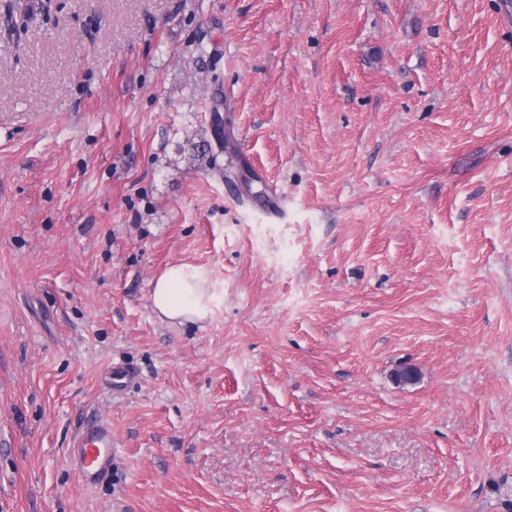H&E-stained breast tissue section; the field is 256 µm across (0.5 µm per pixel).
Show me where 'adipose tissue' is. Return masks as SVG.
<instances>
[{"instance_id":"obj_1","label":"adipose tissue","mask_w":512,"mask_h":512,"mask_svg":"<svg viewBox=\"0 0 512 512\" xmlns=\"http://www.w3.org/2000/svg\"><path fill=\"white\" fill-rule=\"evenodd\" d=\"M207 276L189 264L169 266L156 280L151 292L153 310L172 322H202L212 313L215 294Z\"/></svg>"}]
</instances>
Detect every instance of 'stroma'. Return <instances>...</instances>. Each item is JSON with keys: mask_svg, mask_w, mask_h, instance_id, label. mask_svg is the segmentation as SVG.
<instances>
[{"mask_svg": "<svg viewBox=\"0 0 512 512\" xmlns=\"http://www.w3.org/2000/svg\"><path fill=\"white\" fill-rule=\"evenodd\" d=\"M31 3L0 0V512H512V0ZM177 263L209 320L153 311ZM70 462L89 484L99 481L112 466V427L104 420L86 423L73 437Z\"/></svg>", "mask_w": 512, "mask_h": 512, "instance_id": "35a3bbf8", "label": "stroma"}]
</instances>
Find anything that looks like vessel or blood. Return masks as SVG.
Instances as JSON below:
<instances>
[{
  "instance_id": "vessel-or-blood-1",
  "label": "vessel or blood",
  "mask_w": 512,
  "mask_h": 512,
  "mask_svg": "<svg viewBox=\"0 0 512 512\" xmlns=\"http://www.w3.org/2000/svg\"><path fill=\"white\" fill-rule=\"evenodd\" d=\"M112 427L103 420L86 423L73 437L70 461L83 481H99L112 465Z\"/></svg>"
}]
</instances>
